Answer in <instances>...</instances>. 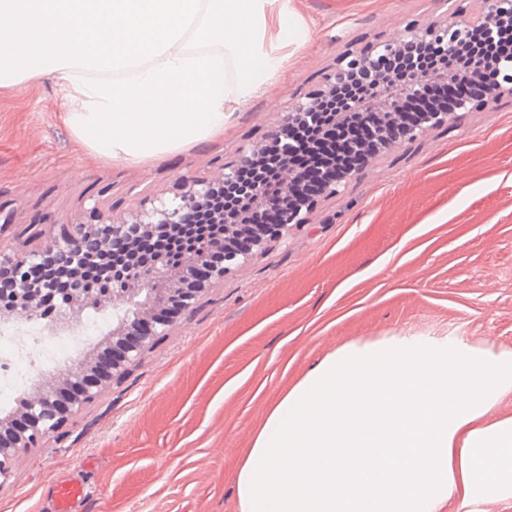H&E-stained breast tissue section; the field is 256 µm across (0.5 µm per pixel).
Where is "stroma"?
<instances>
[{
    "label": "stroma",
    "mask_w": 512,
    "mask_h": 512,
    "mask_svg": "<svg viewBox=\"0 0 512 512\" xmlns=\"http://www.w3.org/2000/svg\"><path fill=\"white\" fill-rule=\"evenodd\" d=\"M310 32L278 83L223 137L144 165L87 152L46 77L0 88V206L13 245L31 223L120 220L171 203L265 142L282 105L322 89L346 57L479 0H295ZM454 336L512 350V89L403 140L320 196L302 224L208 286L142 359L103 382L0 484V512H49L62 479L87 486L81 512H238L235 477L280 391L350 342Z\"/></svg>",
    "instance_id": "35a3bbf8"
}]
</instances>
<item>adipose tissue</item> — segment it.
I'll list each match as a JSON object with an SVG mask.
<instances>
[{
	"label": "adipose tissue",
	"mask_w": 512,
	"mask_h": 512,
	"mask_svg": "<svg viewBox=\"0 0 512 512\" xmlns=\"http://www.w3.org/2000/svg\"><path fill=\"white\" fill-rule=\"evenodd\" d=\"M0 87L52 77L100 159L140 165L223 136L308 30L294 0H0ZM512 350L347 343L271 403L238 512H485L512 503Z\"/></svg>",
	"instance_id": "obj_1"
}]
</instances>
